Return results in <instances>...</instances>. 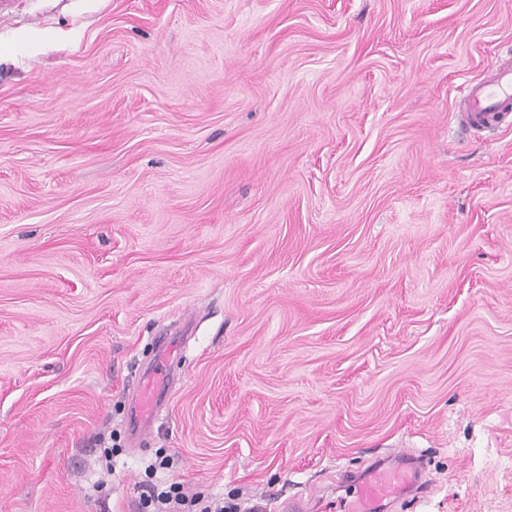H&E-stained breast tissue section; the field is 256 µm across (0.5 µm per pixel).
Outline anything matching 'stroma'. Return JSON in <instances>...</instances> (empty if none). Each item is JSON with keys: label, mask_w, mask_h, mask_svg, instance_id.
I'll use <instances>...</instances> for the list:
<instances>
[{"label": "stroma", "mask_w": 512, "mask_h": 512, "mask_svg": "<svg viewBox=\"0 0 512 512\" xmlns=\"http://www.w3.org/2000/svg\"><path fill=\"white\" fill-rule=\"evenodd\" d=\"M507 44L512 0H5L0 512H327L403 451L389 512H512V127L455 101ZM157 380L158 383L148 389L151 381ZM169 375L167 365L163 359L135 375L132 384L135 385V398L132 404V415L138 428L144 432L150 425L153 417L159 410V397L169 385ZM144 502L146 507L153 505V511L157 512H224L223 500H203L201 496H188L177 483H171L161 490L151 489Z\"/></svg>", "instance_id": "1"}]
</instances>
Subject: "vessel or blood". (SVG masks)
Returning <instances> with one entry per match:
<instances>
[{"mask_svg":"<svg viewBox=\"0 0 512 512\" xmlns=\"http://www.w3.org/2000/svg\"><path fill=\"white\" fill-rule=\"evenodd\" d=\"M460 94L465 105L464 118L476 130L504 123L511 118L507 108L512 105V62L492 68L487 78L463 84ZM136 387L132 414L139 429H147L159 410V398L169 384L165 361L135 375ZM416 472L409 467L375 466L355 484L354 500L348 512H375L383 500L392 498L394 490L413 484Z\"/></svg>","mask_w":512,"mask_h":512,"instance_id":"obj_1","label":"vessel or blood"}]
</instances>
